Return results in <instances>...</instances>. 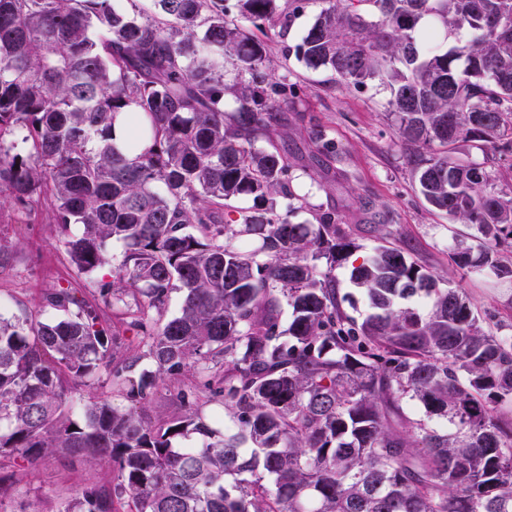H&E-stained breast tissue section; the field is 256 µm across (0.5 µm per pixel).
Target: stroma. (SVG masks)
I'll return each instance as SVG.
<instances>
[{"label":"stroma","instance_id":"1","mask_svg":"<svg viewBox=\"0 0 512 512\" xmlns=\"http://www.w3.org/2000/svg\"><path fill=\"white\" fill-rule=\"evenodd\" d=\"M321 8L320 0H307L286 36L269 44L274 79H288L297 90L276 114L282 135L274 144L288 159L294 191L281 200V207L295 224L312 221L317 212L335 213L356 245L351 257L356 264L380 239L402 247L441 286L459 289L485 329L512 335V280L486 271L466 272L454 263L458 243L476 244V228L431 211L418 194L411 149L397 134L388 90L375 83L344 87L329 71L306 68L289 54ZM0 238L12 246L0 268V314L7 317L25 307L40 309L47 319L56 317L45 302L54 288L81 289L89 303H97L125 251L122 242H110V264L89 276L78 274L48 212L27 214L7 202L0 204ZM106 474L83 461L51 457L28 472L5 506L8 512H62L78 486Z\"/></svg>","mask_w":512,"mask_h":512}]
</instances>
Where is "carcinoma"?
Returning <instances> with one entry per match:
<instances>
[{
	"instance_id": "cac0c4a2",
	"label": "carcinoma",
	"mask_w": 512,
	"mask_h": 512,
	"mask_svg": "<svg viewBox=\"0 0 512 512\" xmlns=\"http://www.w3.org/2000/svg\"><path fill=\"white\" fill-rule=\"evenodd\" d=\"M304 2L155 0L158 16L143 17L112 0H0V199L46 208L80 273L110 264L112 240L126 246L101 292L118 322L75 288L46 295L62 318L0 316V506L67 454L112 479L62 512H512V418L499 411L512 401V336L485 330L457 289L384 238L350 269L371 309L357 321L318 268L348 261L347 227L278 209L292 197L288 160L254 142L279 135L273 112L296 88L272 81L267 45L229 16L283 37ZM322 2L297 60L347 87L390 88L420 195L484 239L454 262L512 278L498 258L512 198L460 157L512 150V0ZM435 26L455 37L443 51L425 50ZM226 53L248 81H224ZM239 197L253 205L224 223ZM175 289L184 300L168 318ZM109 366L124 403L74 409L70 384ZM161 384L180 412L152 422ZM404 399L448 428L410 417ZM213 403L233 428L205 413Z\"/></svg>"
}]
</instances>
